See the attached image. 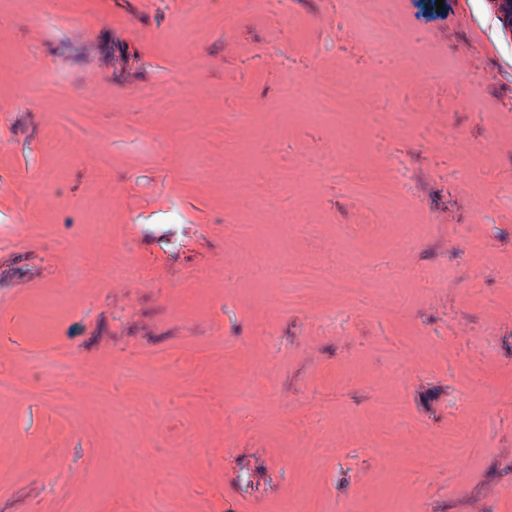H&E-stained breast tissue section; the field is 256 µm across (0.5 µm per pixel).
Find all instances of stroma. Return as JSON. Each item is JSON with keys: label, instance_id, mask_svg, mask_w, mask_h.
<instances>
[{"label": "stroma", "instance_id": "35a3bbf8", "mask_svg": "<svg viewBox=\"0 0 512 512\" xmlns=\"http://www.w3.org/2000/svg\"><path fill=\"white\" fill-rule=\"evenodd\" d=\"M339 75L335 130L286 105ZM403 503L512 512L493 0H6L0 512ZM54 318V307L45 302H36L28 317L19 323L20 333L32 340H38L44 336L52 325Z\"/></svg>", "mask_w": 512, "mask_h": 512}]
</instances>
